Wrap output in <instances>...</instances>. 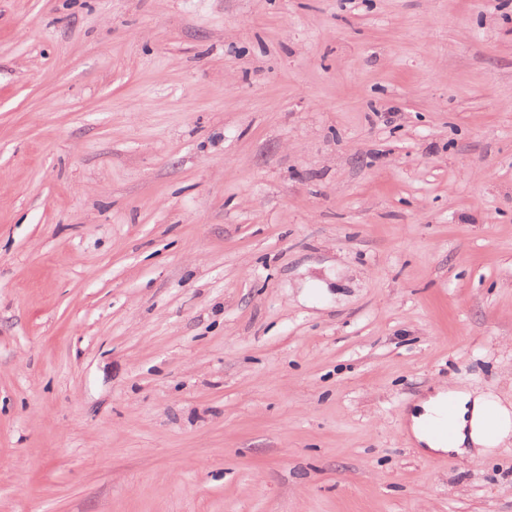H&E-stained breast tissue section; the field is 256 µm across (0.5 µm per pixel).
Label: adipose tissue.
Listing matches in <instances>:
<instances>
[{"label":"adipose tissue","instance_id":"adipose-tissue-1","mask_svg":"<svg viewBox=\"0 0 512 512\" xmlns=\"http://www.w3.org/2000/svg\"><path fill=\"white\" fill-rule=\"evenodd\" d=\"M408 421L422 452L480 455L512 438V407L468 389L436 388L414 405Z\"/></svg>","mask_w":512,"mask_h":512}]
</instances>
